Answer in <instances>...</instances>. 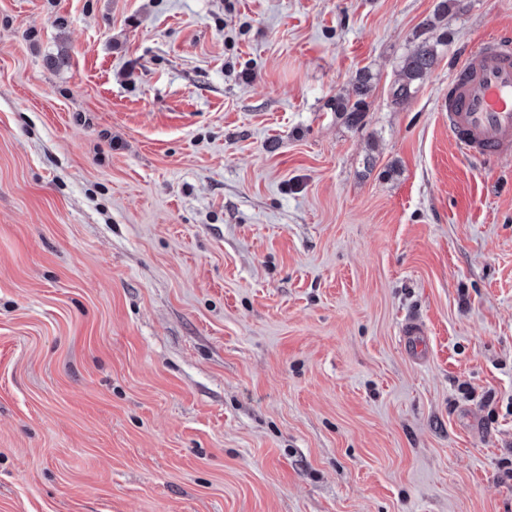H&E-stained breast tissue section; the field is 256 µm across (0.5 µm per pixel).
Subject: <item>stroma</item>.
Here are the masks:
<instances>
[{"label":"stroma","instance_id":"1","mask_svg":"<svg viewBox=\"0 0 512 512\" xmlns=\"http://www.w3.org/2000/svg\"><path fill=\"white\" fill-rule=\"evenodd\" d=\"M437 2L0 0V512H512V157L441 110L512 0L392 105ZM372 86L371 74L368 71H363L355 80L353 98L337 99L336 112L349 124L359 125L363 122L366 112H368L367 99L370 97Z\"/></svg>","mask_w":512,"mask_h":512}]
</instances>
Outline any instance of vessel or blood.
Wrapping results in <instances>:
<instances>
[{
	"mask_svg": "<svg viewBox=\"0 0 512 512\" xmlns=\"http://www.w3.org/2000/svg\"><path fill=\"white\" fill-rule=\"evenodd\" d=\"M445 107L448 128L467 155H512V35L484 39L464 53Z\"/></svg>",
	"mask_w": 512,
	"mask_h": 512,
	"instance_id": "vessel-or-blood-1",
	"label": "vessel or blood"
}]
</instances>
